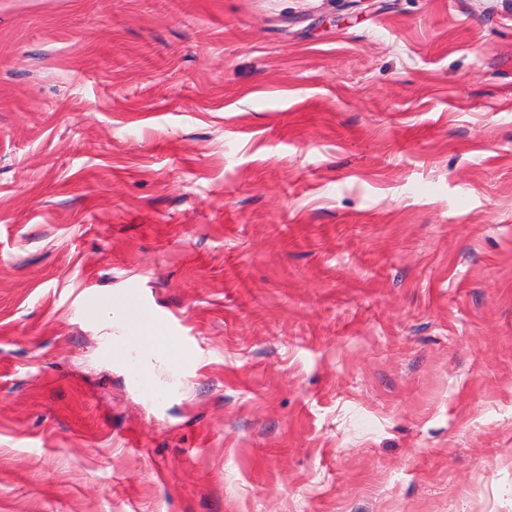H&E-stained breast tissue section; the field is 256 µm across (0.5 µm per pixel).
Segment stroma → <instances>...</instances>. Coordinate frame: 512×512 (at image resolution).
I'll list each match as a JSON object with an SVG mask.
<instances>
[{
    "instance_id": "obj_1",
    "label": "stroma",
    "mask_w": 512,
    "mask_h": 512,
    "mask_svg": "<svg viewBox=\"0 0 512 512\" xmlns=\"http://www.w3.org/2000/svg\"><path fill=\"white\" fill-rule=\"evenodd\" d=\"M0 512H512V0H0ZM122 315L132 327L141 325L144 321H153L162 329L161 336L143 335L127 336V348L134 352L148 353L153 351L156 357L162 358L169 351L168 341L175 336L168 335L166 323L159 317L152 315L141 294L129 291L121 304ZM131 379L137 390L145 398L151 399L156 391V386L152 381L151 369L142 361L136 364Z\"/></svg>"
}]
</instances>
